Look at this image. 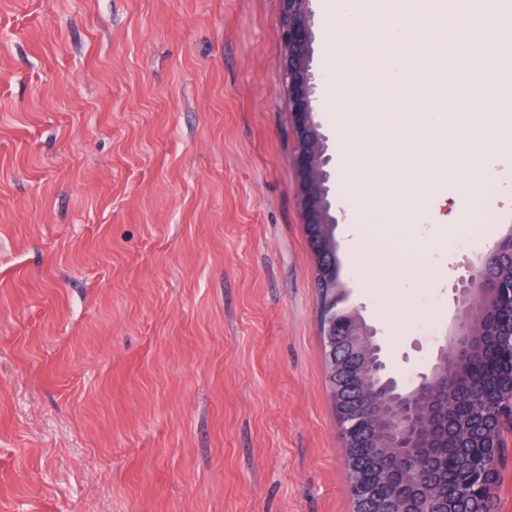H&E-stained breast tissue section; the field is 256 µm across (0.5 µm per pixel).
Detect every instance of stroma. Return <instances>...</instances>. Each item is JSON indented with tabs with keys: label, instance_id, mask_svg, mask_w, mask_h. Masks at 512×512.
<instances>
[{
	"label": "stroma",
	"instance_id": "stroma-1",
	"mask_svg": "<svg viewBox=\"0 0 512 512\" xmlns=\"http://www.w3.org/2000/svg\"><path fill=\"white\" fill-rule=\"evenodd\" d=\"M315 118L341 166L311 0ZM280 0H0V512H353L299 205ZM336 226L345 309L411 383L464 259L512 232L441 180ZM477 225L451 245L455 214Z\"/></svg>",
	"mask_w": 512,
	"mask_h": 512
}]
</instances>
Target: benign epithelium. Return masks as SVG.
Listing matches in <instances>:
<instances>
[{
  "label": "benign epithelium",
  "mask_w": 512,
  "mask_h": 512,
  "mask_svg": "<svg viewBox=\"0 0 512 512\" xmlns=\"http://www.w3.org/2000/svg\"><path fill=\"white\" fill-rule=\"evenodd\" d=\"M281 26L278 38L285 58L284 86L291 103L295 132L294 159L301 188L300 204L308 236L316 242L314 253L317 278L332 289L329 302L322 306L321 330L324 336L328 381L336 408L339 436L344 448L347 469H353L355 458L351 448H368L376 455L394 449L409 459L419 437L440 425L453 422L462 431L469 421L457 415V402L444 399L435 408L428 404L430 395L441 389L442 377L437 369L417 376L408 389L387 373L382 348L376 331L355 311L339 308L345 291L337 292L336 242L337 217L331 214L329 173L326 166L325 137L314 118L316 76L311 67L310 0H280ZM512 255V234H508L490 251L469 259L452 287L457 305V323L449 346L441 349L439 359H448L464 371L482 343L485 323L470 316L497 302L499 289L480 275V269L503 252ZM370 401L375 412L370 414V430L365 442L349 436L354 421L359 419V398ZM512 429V407L496 423L484 429L477 443L489 449L490 456L501 460L504 429ZM353 512H429L425 497L418 494L405 501L378 500L358 484H351Z\"/></svg>",
  "instance_id": "obj_1"
}]
</instances>
